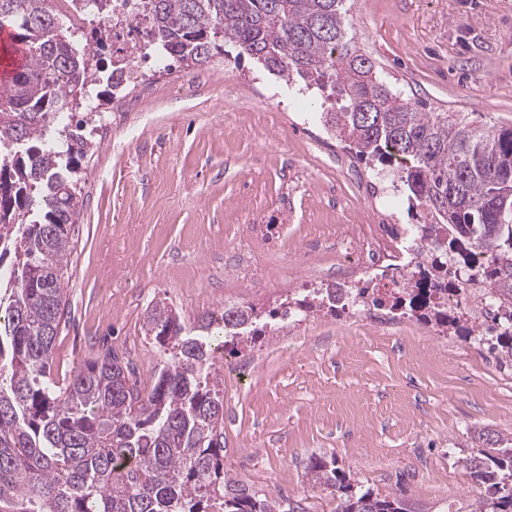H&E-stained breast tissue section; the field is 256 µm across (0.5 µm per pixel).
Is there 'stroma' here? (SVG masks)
<instances>
[{
  "mask_svg": "<svg viewBox=\"0 0 512 512\" xmlns=\"http://www.w3.org/2000/svg\"><path fill=\"white\" fill-rule=\"evenodd\" d=\"M348 31L401 97L476 127L512 128V0H351ZM127 99L103 103L85 164L71 257L70 314L57 379L119 348L141 383L163 363L143 323L153 304L185 321L255 306L265 334L218 350L224 469L258 498L306 512L336 500L305 475L335 457L358 487L403 492L420 512H467L484 496L459 467L474 430L512 438V380L484 370L478 345L412 317L380 325L347 310L282 329L270 310L346 275L325 224H366L353 175L374 172L317 121V106L225 50L203 66L144 64Z\"/></svg>",
  "mask_w": 512,
  "mask_h": 512,
  "instance_id": "1",
  "label": "stroma"
}]
</instances>
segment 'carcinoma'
<instances>
[{"instance_id":"1","label":"carcinoma","mask_w":512,"mask_h":512,"mask_svg":"<svg viewBox=\"0 0 512 512\" xmlns=\"http://www.w3.org/2000/svg\"><path fill=\"white\" fill-rule=\"evenodd\" d=\"M49 2L0 0V27L27 57L0 82V265L12 257L0 278V512H305L255 497L224 471V378L211 370V330L232 324L240 343L254 342V307L188 327L155 302L145 334L167 365L148 386L112 348L62 383L53 377L79 184L96 145L91 118L74 121L71 103L90 98L99 69L79 35L55 28ZM347 2L136 0V8L164 61L201 66L228 41L300 91L332 84L319 121L359 158L395 167L409 206L429 219L417 225L428 251L406 287L372 304L481 342L441 301L448 279L471 269L501 310L489 348L512 360V128H470L393 93L349 35ZM296 308L336 312L316 289ZM473 439L482 449L460 465L488 495L471 512H512V439L485 429ZM306 476L336 497V512H412L402 493L358 490L334 458L311 459Z\"/></svg>"}]
</instances>
